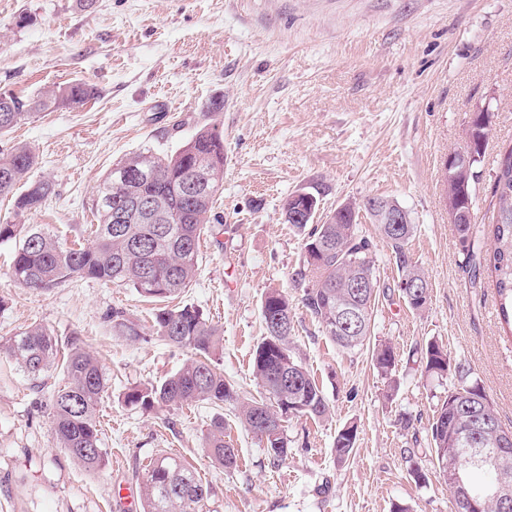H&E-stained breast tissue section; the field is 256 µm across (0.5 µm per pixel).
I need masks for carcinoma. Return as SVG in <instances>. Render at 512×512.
Segmentation results:
<instances>
[{
  "label": "carcinoma",
  "mask_w": 512,
  "mask_h": 512,
  "mask_svg": "<svg viewBox=\"0 0 512 512\" xmlns=\"http://www.w3.org/2000/svg\"><path fill=\"white\" fill-rule=\"evenodd\" d=\"M86 82L73 81L28 99L0 93V135L44 110L70 107L93 98ZM470 174L459 173L446 182L448 215L454 224L465 268L477 276L484 268L495 274L499 298L497 314L505 335L512 336V147L489 174L493 215L489 225L475 219V191L483 178V144L473 153L463 152ZM35 156L23 145L0 149V197H15V216L40 210L53 185L32 180ZM224 183V138L205 127L173 154L150 148L135 152L113 165L96 196L98 223L86 246H68L47 228L0 224V242L15 241L8 278L20 288L42 290L73 277L105 284L128 285L156 302L179 295L196 275L199 240ZM355 210L330 215L322 224H296L303 236V260L296 282L309 283L302 303L344 351L358 349L370 340L372 317L379 290L371 254L372 243L357 222ZM376 225L395 255L403 298L415 311L427 308L429 285L408 252L415 225ZM292 307L278 289L266 293L261 313L266 335L253 354V372L263 391L259 399H244L224 379L220 369L221 330L203 313L184 306L158 308L155 333L190 357L174 374L157 383H141L124 393L126 404L145 411L184 403H235L241 424L264 442L271 458L288 455L285 422L291 416L321 418L330 412L322 388L295 357L291 347ZM112 328L122 336H143L139 325L120 311L112 312ZM7 356L25 372L36 376L55 363L59 340L41 324L0 341ZM425 370L431 376L451 375L457 386L448 390L431 424L439 477L449 483L452 469H463L469 488L483 492L503 481L512 484V428L502 426L488 395L470 380V369L450 359L436 342L421 349ZM374 366L384 376L396 366L397 354L380 345ZM64 383L52 397L53 435L56 444L91 470L104 465L96 410L108 391L109 379L98 359L70 342L63 356ZM357 428L343 427L336 434V461H346L356 443ZM203 447L216 463L236 464L235 448L224 440V419L212 422ZM501 457L502 467L490 471L467 461L476 451ZM487 481L477 486L472 475ZM143 512H204L210 491L181 458L161 455L139 473Z\"/></svg>",
  "instance_id": "1"
}]
</instances>
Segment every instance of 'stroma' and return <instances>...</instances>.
I'll use <instances>...</instances> for the list:
<instances>
[{
    "instance_id": "1",
    "label": "stroma",
    "mask_w": 512,
    "mask_h": 512,
    "mask_svg": "<svg viewBox=\"0 0 512 512\" xmlns=\"http://www.w3.org/2000/svg\"><path fill=\"white\" fill-rule=\"evenodd\" d=\"M81 80L94 98L39 113L0 137L28 147L33 178L53 192L23 224L91 242L96 191L112 165L143 148L176 152L202 127L224 135V186L200 240L198 271L176 299L224 332L221 367L256 395L253 351L265 331L262 300L284 290L295 352L330 407L285 424L290 452L273 461L232 404L145 411L125 405L131 386L179 370L185 351L153 332L154 303L127 285L72 278L32 292L7 272L0 243V336L46 326L95 354L110 389L98 411L102 469L91 471L53 439L51 398L63 379L28 376L0 353V512H142L119 497L161 454L182 457L210 489L207 512H451L438 477L430 425L454 380L428 376L420 349L442 344L464 362L512 428V337L504 336L490 275L472 284L445 205L443 164L466 147L468 110L490 102L485 143L493 168L512 146V0H0V91L32 97ZM222 102L213 111V102ZM320 192L318 221L338 205L396 200L416 230L413 262L429 282L424 312L399 289L391 249L374 225L379 291L369 344L342 351L302 303L294 280L302 238L283 206L302 188ZM139 324L131 340L113 310ZM391 344V376L373 366ZM237 464L212 461L203 437L216 416ZM358 429L350 458L333 444ZM424 482H415L412 468ZM357 428L354 425L345 426L336 434L334 441V453L337 462L346 461L356 443Z\"/></svg>"
}]
</instances>
